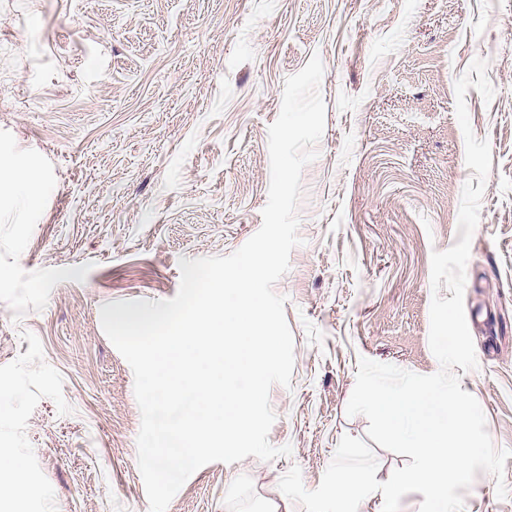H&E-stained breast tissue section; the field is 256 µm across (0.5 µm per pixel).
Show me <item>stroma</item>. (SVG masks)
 Returning a JSON list of instances; mask_svg holds the SVG:
<instances>
[{
  "label": "stroma",
  "instance_id": "1",
  "mask_svg": "<svg viewBox=\"0 0 512 512\" xmlns=\"http://www.w3.org/2000/svg\"><path fill=\"white\" fill-rule=\"evenodd\" d=\"M324 65L318 157L302 172L301 245L275 284L294 340L274 385L272 461L212 462L167 512H304L342 436L358 362L421 374L431 252L457 243L472 171L454 82L491 147L464 306L478 361L461 387L512 450V0H0V184L34 171L37 217L0 194V448L32 494L0 512H149L131 367L101 306L173 298L180 259L228 255L262 224L268 128L286 77ZM463 512H512L477 472Z\"/></svg>",
  "mask_w": 512,
  "mask_h": 512
}]
</instances>
